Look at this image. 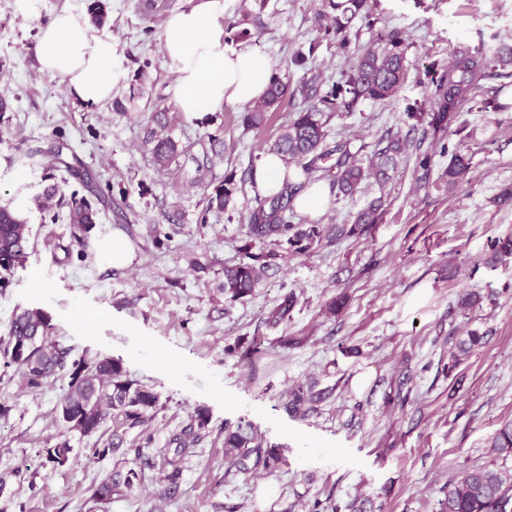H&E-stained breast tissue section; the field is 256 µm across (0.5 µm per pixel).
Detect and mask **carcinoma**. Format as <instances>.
I'll return each mask as SVG.
<instances>
[{"instance_id":"obj_1","label":"carcinoma","mask_w":512,"mask_h":512,"mask_svg":"<svg viewBox=\"0 0 512 512\" xmlns=\"http://www.w3.org/2000/svg\"><path fill=\"white\" fill-rule=\"evenodd\" d=\"M368 0H328L336 12L331 25L324 26L327 35L336 38L339 49L350 45V28L353 20L360 18L368 27H373ZM87 12L92 21L102 26L107 19L105 0H89ZM407 46L398 30H391L378 37L361 52L344 75V81L331 88L319 99V103L305 108L283 125L269 151L280 155L288 165L301 169L308 178H328L336 195L355 194L362 182L370 177L385 182L390 172L398 166L399 158L406 152V143L397 135L389 134L377 143V150L369 167H364L345 143L329 149L325 142L326 126L338 112H349L361 99L387 101L395 97L406 78ZM512 64V45L497 47L488 53L480 48L460 47L448 64L440 67L431 76V110L409 113L419 121L427 122L434 132L448 130L457 121L461 106L477 96L480 82L498 66ZM288 93V84L274 74L270 78L267 95L251 105L242 115L247 130H258L265 126L268 114L275 111ZM168 108L156 107L152 112L153 127L148 129L142 146L151 155L155 167L169 171L179 165L185 148L172 136L166 134ZM31 164L45 172L44 180L51 181L35 197L37 210L44 224H65L70 228L71 242L58 241L55 249L64 253V260L73 255V243L81 249L78 256L87 257L88 233L99 223L101 215L112 209V183L92 178L88 166L71 145L65 130L57 129L46 149L27 151ZM469 163L465 155L457 152L448 162V187H453L466 172ZM211 171L208 162L199 165L196 184L203 189L205 206L198 221L208 223L212 213H223L229 209L237 192L234 175L224 176L221 184L213 187L207 182ZM61 181H56V173ZM82 184L88 195L74 191L65 195L62 186L69 180ZM299 187L287 184L272 196H255V207L247 220L248 240L239 249L240 257L224 263L223 280L216 286L218 293L231 301L250 296L255 288L275 266L280 252L289 255H304L343 237H357L368 232L379 218L382 200L371 202L360 210L351 224H303L293 222L290 203ZM31 227L27 217L8 205L0 206V288L10 284L15 269L24 266L30 252ZM267 242L273 249L265 253H254V241ZM512 257V236L500 238L491 244L489 262L497 263ZM296 297L289 293L267 316V322L277 325L288 318ZM53 325L50 316L40 308H26L15 312L8 329V340L0 347L5 359L4 366L16 367L23 383L30 389L43 386L58 373L64 371L69 377L68 389L61 399L59 414L70 430L90 436L101 430L108 421L120 423L133 429L143 425L149 414L156 411L159 395L150 387L129 377L122 361L112 357L89 359L86 354L75 355L73 349L51 340ZM482 336L475 330L456 342L452 354L453 364L459 357L469 354L479 346ZM320 396L304 392L297 387L289 394L286 410L290 414H306L314 410ZM194 422L170 439L176 445L175 458L166 460L172 471L167 475L169 483L175 484L181 469L180 459L192 452L189 439L195 438L194 428H203L209 423V412L205 408L195 411ZM490 448L502 457L512 456V421L500 427L492 436ZM71 446L64 440L46 449V460L54 466L68 461ZM254 459L253 467L271 470L281 462L280 453L268 444L262 435L249 423H238L224 428V459L246 466ZM141 482V475L134 469L113 482L102 483L95 492L99 500L112 498L113 488L124 485L133 489ZM512 469L495 465L471 466L448 482V490L441 501L440 512H512Z\"/></svg>"}]
</instances>
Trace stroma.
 <instances>
[{"label": "stroma", "mask_w": 512, "mask_h": 512, "mask_svg": "<svg viewBox=\"0 0 512 512\" xmlns=\"http://www.w3.org/2000/svg\"><path fill=\"white\" fill-rule=\"evenodd\" d=\"M194 2L108 0L106 27L124 71L113 93L128 109L122 116L111 101L82 105L33 57L41 22L80 0H35L25 10L0 0V96L12 102L0 116V205L26 207L34 244L0 289V338L16 309H43L59 344L122 359L160 396L148 422L118 429L119 450L99 459L93 437L69 431L57 413L68 376L29 389L0 365V512H439L461 469L512 467V457L488 446L512 421V259L488 261L491 242L512 235V111L487 107L512 102V66L483 80L479 103L462 108L449 134H432L408 114L428 109L427 73L457 47L512 43V0H370L375 27L355 20L344 50L319 30L324 0H224L226 50L269 55L288 95L259 132L244 129L239 104L204 120L171 111L170 132L191 151L166 173L141 142L155 106L169 104L175 78L161 48L164 21ZM379 29L399 30L408 44L404 86L394 99L336 113L327 144L348 142L367 160L382 136L396 134L406 156L386 184L367 181L346 198L328 192L320 215H295L348 224L380 197L378 223L360 237L278 260L251 296L225 299L217 277L246 241L239 219L254 205L253 161L292 113L341 81ZM299 50L311 53L303 68L291 62ZM59 128L81 144L93 177L115 189L111 211L88 234L90 259L66 264L55 262L51 227L31 206L42 174L24 159ZM210 134L224 141L212 158L214 181L234 174L240 190L228 213L203 226L193 178L199 143ZM457 151L470 167L452 187L446 170ZM420 152L431 157L427 168L416 163ZM174 210L181 220L171 225L165 215ZM160 231L169 239L159 246ZM116 237L132 255L128 266H113L102 250ZM290 292L296 303L287 320L267 324ZM470 292L479 306L460 309V295ZM339 296L345 306L329 314ZM467 329L483 339L449 369L448 352ZM300 385L330 395L295 417L285 405ZM199 408L209 423L170 486L161 450ZM241 421L279 446L277 469L244 472L225 461L224 429ZM63 439L72 448L68 462L47 464L46 448ZM131 468L143 473L138 486L94 499L99 484Z\"/></svg>", "instance_id": "stroma-1"}]
</instances>
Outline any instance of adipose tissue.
Wrapping results in <instances>:
<instances>
[{
    "label": "adipose tissue",
    "instance_id": "ef3b65f1",
    "mask_svg": "<svg viewBox=\"0 0 512 512\" xmlns=\"http://www.w3.org/2000/svg\"><path fill=\"white\" fill-rule=\"evenodd\" d=\"M223 16L224 0H196L192 7L172 12L163 28V49L176 73L168 92L176 109L194 119L223 111L228 103L261 100L273 73L274 63L268 56L226 51L220 25ZM34 55L43 72L61 77L86 106L110 99L122 77L121 67L113 61L111 33L94 27L76 11L40 24ZM254 178L262 194L273 195L286 182L301 181L303 175L270 153Z\"/></svg>",
    "mask_w": 512,
    "mask_h": 512
}]
</instances>
